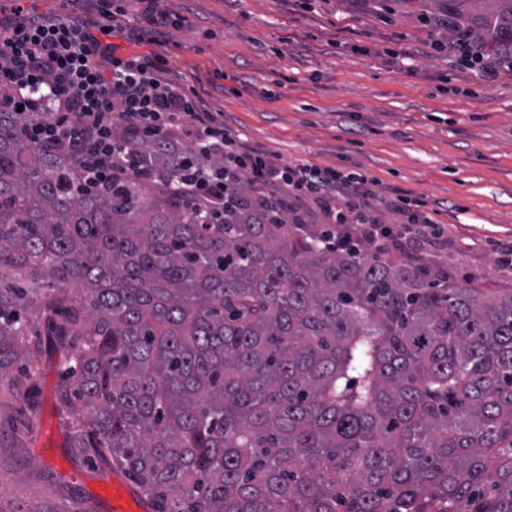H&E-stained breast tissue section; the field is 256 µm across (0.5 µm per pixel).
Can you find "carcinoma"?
<instances>
[{
  "label": "carcinoma",
  "instance_id": "cac0c4a2",
  "mask_svg": "<svg viewBox=\"0 0 512 512\" xmlns=\"http://www.w3.org/2000/svg\"><path fill=\"white\" fill-rule=\"evenodd\" d=\"M469 33L512 51V0ZM0 111V383L60 351L69 447L156 512H512V295L139 173L83 189ZM141 161L169 168L160 141Z\"/></svg>",
  "mask_w": 512,
  "mask_h": 512
}]
</instances>
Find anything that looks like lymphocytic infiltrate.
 Listing matches in <instances>:
<instances>
[{"label":"lymphocytic infiltrate","instance_id":"lymphocytic-infiltrate-1","mask_svg":"<svg viewBox=\"0 0 512 512\" xmlns=\"http://www.w3.org/2000/svg\"><path fill=\"white\" fill-rule=\"evenodd\" d=\"M125 2L93 0L88 19L0 7V87L8 102L33 113L29 141L66 151L79 182L121 179L141 141L161 139L173 160L170 183L191 192L203 212L221 210L227 186L243 181L253 205L333 225L337 243L371 255L440 236L433 212L413 210L397 189H379L356 172L281 163L201 111L196 93L164 78L161 58L119 57L108 38ZM448 49L479 75L512 71V57H490L466 37L455 36ZM384 210L398 215L396 226L385 224Z\"/></svg>","mask_w":512,"mask_h":512}]
</instances>
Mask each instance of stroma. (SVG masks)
<instances>
[{"instance_id": "obj_1", "label": "stroma", "mask_w": 512, "mask_h": 512, "mask_svg": "<svg viewBox=\"0 0 512 512\" xmlns=\"http://www.w3.org/2000/svg\"><path fill=\"white\" fill-rule=\"evenodd\" d=\"M181 16L160 43L114 37L118 56H163L201 107L283 162L356 171L439 212L422 258L450 279L512 293V74L481 78L433 49L419 0H157ZM60 354L34 390L0 388V512H113L117 466L72 454L56 405Z\"/></svg>"}]
</instances>
